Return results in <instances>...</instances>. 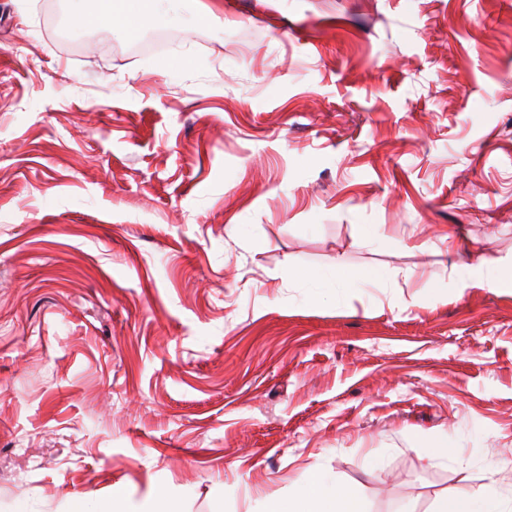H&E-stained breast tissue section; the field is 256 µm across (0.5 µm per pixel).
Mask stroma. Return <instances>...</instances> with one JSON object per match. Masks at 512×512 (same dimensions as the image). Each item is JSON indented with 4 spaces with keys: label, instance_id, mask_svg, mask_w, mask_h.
<instances>
[{
    "label": "stroma",
    "instance_id": "1",
    "mask_svg": "<svg viewBox=\"0 0 512 512\" xmlns=\"http://www.w3.org/2000/svg\"><path fill=\"white\" fill-rule=\"evenodd\" d=\"M174 9L0 0V512L512 502V290L450 275L512 256V0ZM174 0H98V12L87 15L85 0H72L73 19L81 25H105L124 33L129 38H137L150 25L177 21L172 15ZM263 512H365L356 489L312 473L285 497H266ZM126 511L121 499L120 490H110L104 497L89 500L85 497L71 496L67 498V506L62 512H123Z\"/></svg>",
    "mask_w": 512,
    "mask_h": 512
}]
</instances>
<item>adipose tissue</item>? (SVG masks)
<instances>
[{
	"instance_id": "1",
	"label": "adipose tissue",
	"mask_w": 512,
	"mask_h": 512,
	"mask_svg": "<svg viewBox=\"0 0 512 512\" xmlns=\"http://www.w3.org/2000/svg\"><path fill=\"white\" fill-rule=\"evenodd\" d=\"M85 0H72L73 19L82 25H104L138 37L150 25L172 22L173 0H98L95 15H87ZM453 275L460 287L479 285L487 288H512V261L486 260L479 268L462 271L453 266ZM264 512H365L356 489L348 484L329 480L321 473H312L300 486L285 497H267Z\"/></svg>"
}]
</instances>
